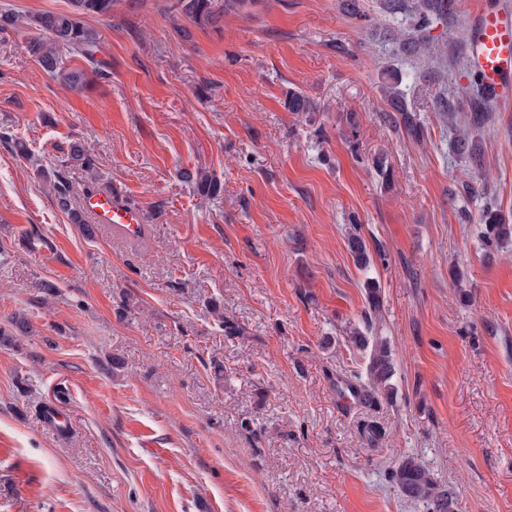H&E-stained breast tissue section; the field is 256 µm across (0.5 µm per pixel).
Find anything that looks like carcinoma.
<instances>
[{
	"instance_id": "cac0c4a2",
	"label": "carcinoma",
	"mask_w": 512,
	"mask_h": 512,
	"mask_svg": "<svg viewBox=\"0 0 512 512\" xmlns=\"http://www.w3.org/2000/svg\"><path fill=\"white\" fill-rule=\"evenodd\" d=\"M114 2L115 0H73L74 12H47L30 19L27 23L15 12L0 10V31L15 29L24 23L28 28L39 31V35L29 38L28 41L31 56L44 70L59 78L66 86L82 88L86 84L85 71L65 67L59 50L62 49L81 58L94 74L105 77L100 60L96 57L98 35L85 26L82 16L88 14L108 16L112 13ZM254 3L256 0H178L177 8L192 23L202 27L214 26L220 22L224 14L241 11ZM456 5L457 0H418L414 5L413 33L404 35V49L408 52L415 50L417 44L413 34L422 32L428 27L430 15H452L456 11ZM389 97L395 105V110L400 113L404 127L414 134L419 133L420 127L408 113L401 92L392 87ZM75 162L91 175L90 184L96 183L95 164L88 156L87 149L81 143L73 142L66 158L53 171L52 190L58 208L73 215L75 223L81 224L83 220L73 208L74 190L68 176V168ZM179 177L182 181L192 184L194 191L208 200L216 198L221 193L220 184L203 170L194 173L182 171ZM486 214L485 247L492 249L511 243L512 224L498 222L490 203L487 204ZM347 247L354 263L360 269L364 270L371 265L370 254L360 234L350 233L347 237ZM365 287L368 311L365 312L363 322L366 330L352 332L351 341L361 350L371 348L367 381L359 382V387L366 398L372 399L394 375V365L385 342L369 343L370 337L367 336V332L372 330L373 316L381 309V296L375 281L368 280ZM391 478L405 497L422 503L427 512H451L455 493L449 489L436 490L424 463L413 459L405 460L391 470Z\"/></svg>"
}]
</instances>
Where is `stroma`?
<instances>
[{
	"mask_svg": "<svg viewBox=\"0 0 512 512\" xmlns=\"http://www.w3.org/2000/svg\"><path fill=\"white\" fill-rule=\"evenodd\" d=\"M475 2L433 19L431 56L403 53L413 18L383 0H258L215 27L117 0L84 18L107 76L78 90L0 31V128L30 152L0 143V327L27 324L0 347V512H426L390 478L409 458L458 512H512V244L482 238L486 201L512 224V112L473 121ZM465 131L477 161L454 149ZM77 140L142 210L139 241L58 209L49 172ZM40 233L52 260L24 249ZM370 279L394 395L346 403ZM179 177L182 181L192 184L194 191L208 200L216 198L221 193L220 184L206 171L197 170L195 174L191 171H181Z\"/></svg>",
	"mask_w": 512,
	"mask_h": 512,
	"instance_id": "35a3bbf8",
	"label": "stroma"
}]
</instances>
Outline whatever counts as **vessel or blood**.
Listing matches in <instances>:
<instances>
[{
    "instance_id": "obj_1",
    "label": "vessel or blood",
    "mask_w": 512,
    "mask_h": 512,
    "mask_svg": "<svg viewBox=\"0 0 512 512\" xmlns=\"http://www.w3.org/2000/svg\"><path fill=\"white\" fill-rule=\"evenodd\" d=\"M468 38L475 73L494 102L512 108V15L506 9L478 8L471 18ZM83 210L96 223L107 225L114 233L137 236L143 215L137 206L124 202L111 190L85 194Z\"/></svg>"
}]
</instances>
